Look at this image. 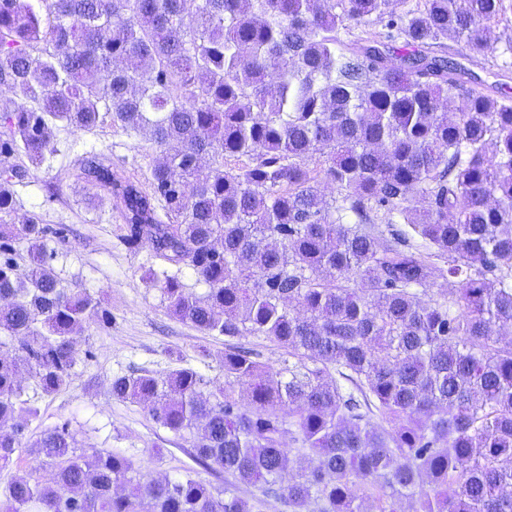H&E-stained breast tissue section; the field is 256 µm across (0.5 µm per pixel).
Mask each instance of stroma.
<instances>
[{"label": "stroma", "mask_w": 512, "mask_h": 512, "mask_svg": "<svg viewBox=\"0 0 512 512\" xmlns=\"http://www.w3.org/2000/svg\"><path fill=\"white\" fill-rule=\"evenodd\" d=\"M56 147L55 157L30 169L24 186L18 187L11 221L18 225L29 214L41 216L49 229L45 249L62 287L103 296L109 320L75 336L77 360L59 392L43 395L27 374H20V385L38 410L25 435L32 438L65 424L85 453L112 448L141 463L146 476L176 475L193 464L190 443L159 428L147 407L114 399L112 379L141 369H166L173 364L174 351L183 366L218 377L224 339L204 338L190 324L168 315L159 290L142 278L145 268L156 263L151 245L128 243L120 212L78 177L80 156L92 148L147 190L160 153L148 135L128 137L108 117L85 131L59 126ZM202 343L210 347L211 359L199 358Z\"/></svg>", "instance_id": "obj_1"}]
</instances>
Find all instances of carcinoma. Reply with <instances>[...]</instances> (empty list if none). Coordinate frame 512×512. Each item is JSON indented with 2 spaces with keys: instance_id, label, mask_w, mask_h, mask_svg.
I'll use <instances>...</instances> for the list:
<instances>
[{
  "instance_id": "cac0c4a2",
  "label": "carcinoma",
  "mask_w": 512,
  "mask_h": 512,
  "mask_svg": "<svg viewBox=\"0 0 512 512\" xmlns=\"http://www.w3.org/2000/svg\"><path fill=\"white\" fill-rule=\"evenodd\" d=\"M186 2L0 0V160L40 167L58 121L149 131L151 191L94 153L80 178L131 241L206 286L146 269L169 315L224 337L222 380L178 367L111 383L191 440L199 469L148 480L66 424L26 439L19 370L55 393L73 336L108 313L59 286L37 215L7 221L27 170L1 165L0 467L32 464L0 512H512V99L448 56L450 41L495 51L512 3ZM243 336L282 349L280 367Z\"/></svg>"
}]
</instances>
